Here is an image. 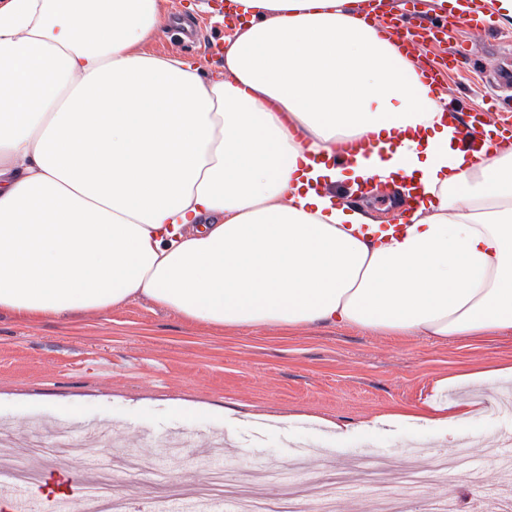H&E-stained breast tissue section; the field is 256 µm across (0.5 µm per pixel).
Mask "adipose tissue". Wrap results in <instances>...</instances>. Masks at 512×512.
Here are the masks:
<instances>
[{
  "label": "adipose tissue",
  "instance_id": "ef3b65f1",
  "mask_svg": "<svg viewBox=\"0 0 512 512\" xmlns=\"http://www.w3.org/2000/svg\"><path fill=\"white\" fill-rule=\"evenodd\" d=\"M224 74L144 51L165 0L0 5V314L147 300L217 330L512 333V148L473 161L367 0H231ZM482 4L512 26V0ZM371 143L348 155L346 144ZM380 183L419 198L375 217ZM488 399L413 407L453 445Z\"/></svg>",
  "mask_w": 512,
  "mask_h": 512
}]
</instances>
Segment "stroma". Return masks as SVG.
<instances>
[{
    "mask_svg": "<svg viewBox=\"0 0 512 512\" xmlns=\"http://www.w3.org/2000/svg\"><path fill=\"white\" fill-rule=\"evenodd\" d=\"M201 2L166 0L167 18L147 49L179 55L207 79L221 69L208 45L229 30L223 15ZM458 36L468 54L451 78L452 98L466 111L512 108V99L495 102L490 86L478 78L479 72L512 63V26L462 25ZM499 360H512V334L434 344L348 329L216 332L184 325L145 300L77 324L27 325L0 314V429L13 435L12 452L22 459L32 428L47 435L64 425L78 433L86 422H108L122 445L101 448L98 456L111 463L113 494L129 512H146L153 488L167 498L195 487L203 473L198 451L223 429L228 410L236 423L225 448L227 465L259 469L272 457L285 464L290 447L306 445L320 451L308 463L309 474L329 480L357 459L371 463L396 454L411 464L401 450L410 441L428 448L421 468L438 457L466 456L492 484L500 481V469L488 461L480 438L495 434L512 450V411L501 406L469 421L458 447L450 450L423 428L341 441L324 423L358 422L425 401L476 395L471 386L439 390L435 383ZM70 401L76 411L67 409ZM175 401L209 411L186 421L171 410ZM186 426L197 431V447H166V436Z\"/></svg>",
    "mask_w": 512,
    "mask_h": 512,
    "instance_id": "35a3bbf8",
    "label": "stroma"
}]
</instances>
